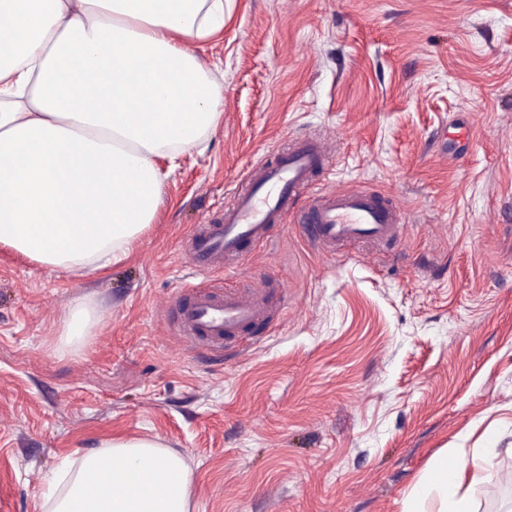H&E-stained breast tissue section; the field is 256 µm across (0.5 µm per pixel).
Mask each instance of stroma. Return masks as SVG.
<instances>
[{"label":"stroma","mask_w":512,"mask_h":512,"mask_svg":"<svg viewBox=\"0 0 512 512\" xmlns=\"http://www.w3.org/2000/svg\"><path fill=\"white\" fill-rule=\"evenodd\" d=\"M221 115L127 261L72 273L0 248V512L110 436L177 454L189 512H402L437 457L485 453L471 512H512V0H231L186 44ZM336 143L317 189L398 200L402 244L326 254L293 219L254 268L283 282L258 346L199 361L159 309L198 283L195 224L297 134ZM99 322L58 346L76 301Z\"/></svg>","instance_id":"stroma-1"}]
</instances>
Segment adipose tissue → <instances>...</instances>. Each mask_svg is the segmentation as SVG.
I'll return each mask as SVG.
<instances>
[{"mask_svg": "<svg viewBox=\"0 0 512 512\" xmlns=\"http://www.w3.org/2000/svg\"><path fill=\"white\" fill-rule=\"evenodd\" d=\"M224 30V0H0V247L63 272L126 260L164 194L159 158L214 128L219 91L182 41ZM96 311L79 302L61 341L85 345ZM111 483L99 479L102 470ZM475 462L440 460L405 502L468 512ZM184 460L114 436L46 481L48 512H189Z\"/></svg>", "mask_w": 512, "mask_h": 512, "instance_id": "obj_1", "label": "adipose tissue"}]
</instances>
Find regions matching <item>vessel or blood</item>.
Masks as SVG:
<instances>
[{
    "mask_svg": "<svg viewBox=\"0 0 512 512\" xmlns=\"http://www.w3.org/2000/svg\"><path fill=\"white\" fill-rule=\"evenodd\" d=\"M334 161L330 143L315 136L292 139L287 148L258 161L234 189L223 215L205 217L192 228L187 239L191 269L211 275L236 268L244 246L263 243L270 226L283 223L292 211L298 212L308 241L325 251L344 241L399 243L400 207L366 189L324 190L307 208L296 210L314 174L329 170ZM283 289L281 282L254 276L231 288L190 285L164 312L174 315V333L190 353L220 355L269 313L273 292Z\"/></svg>",
    "mask_w": 512,
    "mask_h": 512,
    "instance_id": "vessel-or-blood-1",
    "label": "vessel or blood"
}]
</instances>
